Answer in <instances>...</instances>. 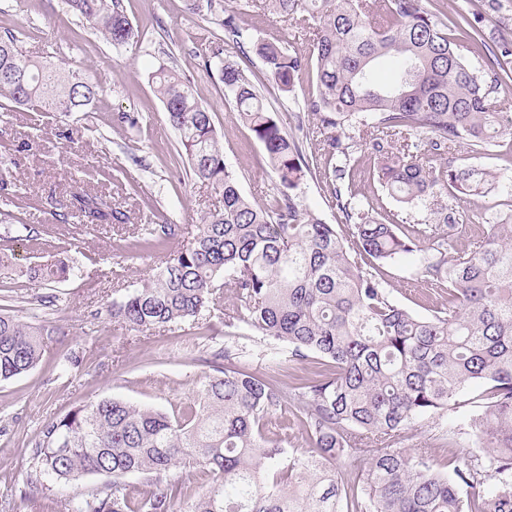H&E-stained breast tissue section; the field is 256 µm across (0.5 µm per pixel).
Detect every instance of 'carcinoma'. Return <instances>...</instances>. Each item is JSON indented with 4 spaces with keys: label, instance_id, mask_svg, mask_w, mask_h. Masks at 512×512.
<instances>
[{
    "label": "carcinoma",
    "instance_id": "carcinoma-1",
    "mask_svg": "<svg viewBox=\"0 0 512 512\" xmlns=\"http://www.w3.org/2000/svg\"><path fill=\"white\" fill-rule=\"evenodd\" d=\"M114 45L139 37L120 0H65ZM259 9L303 26L305 55L284 33L245 41L238 17L224 10L225 36L253 51L287 94L316 59V95L303 99L324 137L307 156L284 131L242 69L219 59L225 96L262 144L277 180L261 202L245 196L210 112L191 81L164 65L149 75L168 125L175 159L222 198L191 241L170 253L151 280L112 303V319L143 333L194 320L217 295L232 299L224 324H243L288 346V361L311 360L293 392L212 353L194 405L177 415L117 399L79 405L43 426L30 453L35 477L73 483L112 475L106 491L76 497L71 512H512V224L488 221L467 244L448 242L464 223L448 199L487 196L499 175L459 168L443 156L457 145L482 149L512 135V115L493 111L508 73L512 40L473 61L463 51L484 41L478 12L441 19L422 0H261ZM19 72L24 78L12 76ZM100 88L79 72L25 54L0 35V98L32 112H79ZM359 139L374 158L372 177L424 221L406 225L354 202L344 185ZM441 164H436V161ZM315 176L351 224L336 226L302 203L298 189ZM0 163V194L16 193ZM72 212L86 224H124V211L100 195L75 194ZM178 226L148 224L142 247L161 251ZM424 250L422 276L433 286L430 315L401 306L372 272ZM62 259L31 266L44 284L65 281ZM49 325L0 312V382L39 363ZM479 393L465 398L468 386ZM470 406L448 430L455 451L435 463L429 448H401L417 421ZM300 418L309 448L288 453L266 433L267 417ZM359 463L343 481L346 462ZM210 476L202 491L175 490L162 473L175 464ZM140 474L150 489L130 496L124 478Z\"/></svg>",
    "mask_w": 512,
    "mask_h": 512
}]
</instances>
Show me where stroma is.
I'll list each match as a JSON object with an SVG mask.
<instances>
[{"mask_svg":"<svg viewBox=\"0 0 512 512\" xmlns=\"http://www.w3.org/2000/svg\"><path fill=\"white\" fill-rule=\"evenodd\" d=\"M243 0H219L189 13L186 0H121L125 14L143 35L138 44L115 46L96 34L85 20L69 13L63 0H0V35L13 34L29 55L63 62L98 84L97 102L81 112H25L0 105V159L11 161L18 192L0 200V211L21 214L39 232L25 240L0 226V248L12 249L21 265L50 263L67 256L72 276L54 286L23 278H0V307L20 320L38 316L55 332L39 364L28 373L0 383V501L11 512H70L74 497L104 488V474L84 476L77 484L30 483L29 450L41 428L75 406L115 398L167 412L181 411L212 370V350L229 349L237 365L271 376L280 387L307 375L308 364L282 359V346L243 328L224 324L223 310L207 315L212 331L197 323L175 325L165 332L138 333L113 322V301L140 287L162 266L159 252L138 250L143 224L159 217L180 225L173 247L187 244L204 212L220 198L195 183L186 167L174 165L177 136L168 126L163 105L147 73L166 64L192 81L210 112L224 144V158L241 177L243 193L264 198L274 185L266 152L240 120L217 68L207 67L208 41L221 43L226 60L253 81L268 109L287 130L304 138L314 151L315 119L299 117L296 102L312 95L316 83L305 76L293 96H286L264 74L255 54H242L225 41L220 24L224 9ZM74 142H67L66 132ZM352 189L363 204L384 214H399L397 204L368 176L364 147L353 144ZM458 166H484L512 185V145L481 152L459 147ZM75 192L103 195L124 210V224L86 228L61 223V204ZM421 253L383 264L379 276L393 299L416 314H426L428 286L419 266ZM82 362L70 364V353Z\"/></svg>","mask_w":512,"mask_h":512,"instance_id":"stroma-1","label":"stroma"}]
</instances>
